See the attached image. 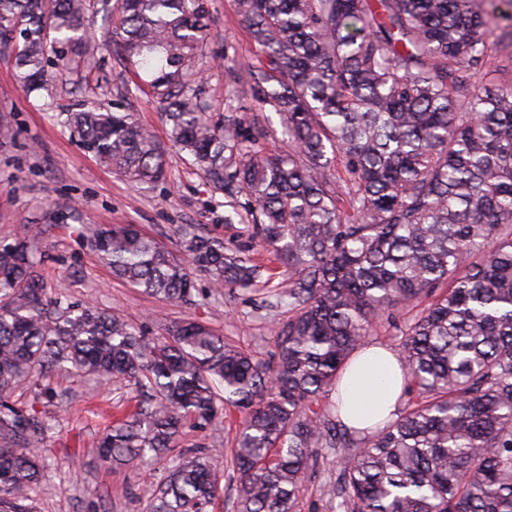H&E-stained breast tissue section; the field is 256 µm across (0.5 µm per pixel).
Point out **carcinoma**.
I'll use <instances>...</instances> for the list:
<instances>
[{"label": "carcinoma", "instance_id": "cac0c4a2", "mask_svg": "<svg viewBox=\"0 0 512 512\" xmlns=\"http://www.w3.org/2000/svg\"><path fill=\"white\" fill-rule=\"evenodd\" d=\"M236 2L257 54L225 66L222 128L197 79L209 0H118L113 47L150 74L173 145L248 197L249 238L288 275L274 359L197 321L150 337L49 298L28 231L0 241V437L18 442L0 447V512H31L49 432L13 398L66 365L136 393L97 440L110 466L239 413L235 512H295L317 448L336 449L342 512H512V0ZM92 11L112 16L111 0H0V56L24 88L49 91L93 51ZM63 125L130 182L164 178L133 113L82 103ZM85 240L113 276L171 302L193 300L198 273L230 292L264 280L249 248L201 232L181 235L185 263L135 224H89ZM401 316L406 406L350 431L323 400L374 325ZM219 493L208 457L186 456L149 512H213Z\"/></svg>", "mask_w": 512, "mask_h": 512}]
</instances>
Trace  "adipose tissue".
Wrapping results in <instances>:
<instances>
[{"label": "adipose tissue", "mask_w": 512, "mask_h": 512, "mask_svg": "<svg viewBox=\"0 0 512 512\" xmlns=\"http://www.w3.org/2000/svg\"><path fill=\"white\" fill-rule=\"evenodd\" d=\"M404 376L398 354L379 344L366 346L350 363L336 388L342 421L363 430L395 412Z\"/></svg>", "instance_id": "1"}]
</instances>
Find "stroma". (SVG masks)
<instances>
[{"label":"stroma","mask_w":512,"mask_h":512,"mask_svg":"<svg viewBox=\"0 0 512 512\" xmlns=\"http://www.w3.org/2000/svg\"><path fill=\"white\" fill-rule=\"evenodd\" d=\"M211 26L203 55L201 97L212 122L224 123V56L251 61L255 48L237 13L236 0H210ZM96 44L91 70L69 75L49 94L30 93L13 76V63L0 56V119L11 132L0 136V240L27 226L44 257L40 267L47 294L72 303H94L122 313L145 335H164L185 318L208 325L216 334L268 362L275 354L272 328L287 313L267 304L268 288L216 291L197 277L189 304L144 294L113 276L86 245L85 225L135 224L148 236L178 249L182 231L227 236L225 195L168 139L153 98L136 89L134 78L110 44L111 23L102 15L89 20ZM86 100L122 106L150 129L166 160L165 180L135 186L108 169L71 137L62 121L68 108ZM54 398L40 387L18 396L19 403L48 420L54 431L41 449L45 479L33 490V512H148L153 491L183 454L205 446L223 492L215 512H234L237 475L229 450L237 420L199 432L185 428L176 448L161 460L112 468L94 448L96 436L115 415L130 408L132 391L121 383L101 385L62 371L50 380ZM333 454L322 449L316 472L299 498L297 512H332L329 480Z\"/></svg>","instance_id":"obj_1"}]
</instances>
